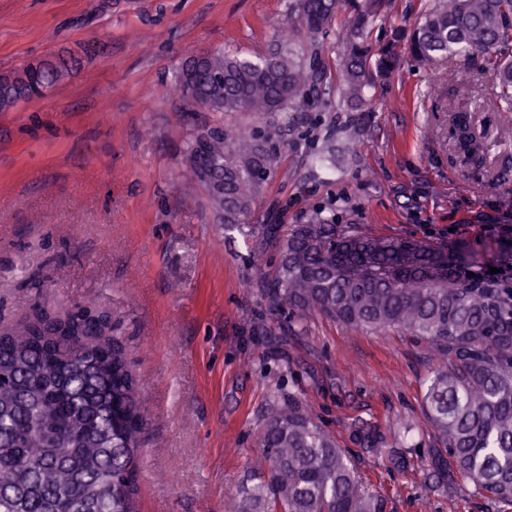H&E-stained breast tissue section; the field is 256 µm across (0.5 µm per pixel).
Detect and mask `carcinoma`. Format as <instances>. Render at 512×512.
I'll use <instances>...</instances> for the list:
<instances>
[{
	"label": "carcinoma",
	"instance_id": "cac0c4a2",
	"mask_svg": "<svg viewBox=\"0 0 512 512\" xmlns=\"http://www.w3.org/2000/svg\"><path fill=\"white\" fill-rule=\"evenodd\" d=\"M353 9L337 90L362 104L373 74H389L398 42L433 64L478 51L496 72L500 101L512 104V0H436L409 36L374 58L364 33L376 0H296L299 26L255 60L216 53L188 59L176 76L183 98L207 112H291L328 80L313 56L295 49L302 28L326 32L339 6ZM68 68L52 61L0 75V109L30 101ZM453 125L475 153L468 117ZM191 173L209 188L224 226L242 228L278 159L271 137L237 136L215 126L189 142ZM278 254L269 305L303 319L317 313L356 328L399 327L429 340L445 366L425 401L440 447L428 449L429 477L454 502L455 476L512 501V283L465 274L463 253L422 240L380 238L317 216L310 224H251ZM43 301L21 328L0 333V512H138V460L146 427L138 382L106 317L85 300L63 317ZM262 467L232 496L231 512H387L344 449L293 396L276 399L259 434Z\"/></svg>",
	"mask_w": 512,
	"mask_h": 512
}]
</instances>
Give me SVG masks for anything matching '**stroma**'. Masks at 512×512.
Segmentation results:
<instances>
[{
	"mask_svg": "<svg viewBox=\"0 0 512 512\" xmlns=\"http://www.w3.org/2000/svg\"><path fill=\"white\" fill-rule=\"evenodd\" d=\"M289 0H0V75L51 56L74 70L42 97L0 110V330L47 298L84 299L112 321L146 411L141 512H228L229 491L261 464L255 439L274 394L298 398L346 449L387 512H512L457 477L428 478L438 442L424 394L441 361L398 327L354 328L272 311L262 293L275 250L225 228L183 150L203 129H252L246 112H189L175 74L189 57L264 55L291 21ZM433 0H380L367 44L411 33ZM350 12L302 35L328 74ZM482 56L431 66L401 55L367 105L335 88L269 127L279 153L251 205L253 224H306L317 211L372 236L427 240L497 266L488 230L512 225V107L496 105ZM473 120L464 156L452 117ZM335 163L313 157L326 145ZM50 271L51 286L32 278ZM377 430L409 462L354 440Z\"/></svg>",
	"mask_w": 512,
	"mask_h": 512,
	"instance_id": "35a3bbf8",
	"label": "stroma"
}]
</instances>
